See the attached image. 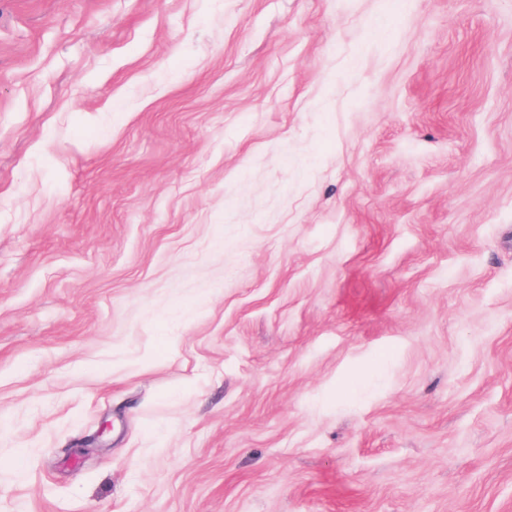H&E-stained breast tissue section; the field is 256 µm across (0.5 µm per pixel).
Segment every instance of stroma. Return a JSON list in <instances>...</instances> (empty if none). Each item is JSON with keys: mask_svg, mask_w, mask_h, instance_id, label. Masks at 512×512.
Listing matches in <instances>:
<instances>
[{"mask_svg": "<svg viewBox=\"0 0 512 512\" xmlns=\"http://www.w3.org/2000/svg\"><path fill=\"white\" fill-rule=\"evenodd\" d=\"M0 512H512V0H0Z\"/></svg>", "mask_w": 512, "mask_h": 512, "instance_id": "stroma-1", "label": "stroma"}]
</instances>
